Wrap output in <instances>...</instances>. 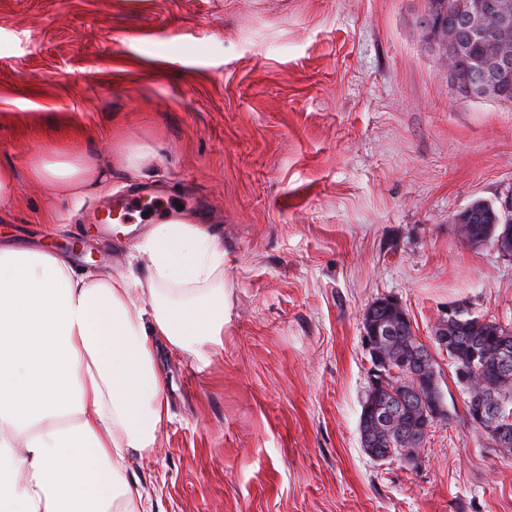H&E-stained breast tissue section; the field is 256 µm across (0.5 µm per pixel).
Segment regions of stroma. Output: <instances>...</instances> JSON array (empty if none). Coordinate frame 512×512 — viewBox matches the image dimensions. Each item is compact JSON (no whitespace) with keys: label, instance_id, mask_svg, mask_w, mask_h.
Returning <instances> with one entry per match:
<instances>
[{"label":"stroma","instance_id":"obj_1","mask_svg":"<svg viewBox=\"0 0 512 512\" xmlns=\"http://www.w3.org/2000/svg\"><path fill=\"white\" fill-rule=\"evenodd\" d=\"M426 0H0V239L127 273L151 225L96 217L166 186L224 241L231 322L207 367L162 349L170 418L126 477L146 512H512L435 331L452 305L512 330V255L459 211L512 215V103L460 96ZM149 146L82 204L27 171L49 145ZM60 226L47 228L49 215ZM397 299L447 411L415 463L361 446L364 310ZM155 154L145 146H135L121 155L120 164L130 174H136L145 163L154 160Z\"/></svg>","mask_w":512,"mask_h":512}]
</instances>
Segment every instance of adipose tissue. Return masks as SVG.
<instances>
[{"instance_id": "ef3b65f1", "label": "adipose tissue", "mask_w": 512, "mask_h": 512, "mask_svg": "<svg viewBox=\"0 0 512 512\" xmlns=\"http://www.w3.org/2000/svg\"><path fill=\"white\" fill-rule=\"evenodd\" d=\"M32 180L81 202L93 155L38 158ZM119 277L0 241V512H142L128 458L169 419L161 347L201 365L224 345V242L199 224H155Z\"/></svg>"}]
</instances>
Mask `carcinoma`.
<instances>
[{
  "label": "carcinoma",
  "mask_w": 512,
  "mask_h": 512,
  "mask_svg": "<svg viewBox=\"0 0 512 512\" xmlns=\"http://www.w3.org/2000/svg\"><path fill=\"white\" fill-rule=\"evenodd\" d=\"M468 0H427L421 24L425 31H436L437 24L451 23L456 26L459 37L469 45V51L457 59L463 69L476 66V60L484 55L487 40L471 36L464 20ZM512 236V224L502 218L496 208L482 202H473L471 223L467 227V239L472 245L495 244L501 238ZM390 317L384 299L373 302L363 314V328L375 325ZM396 335L389 337L390 367L397 373L387 372V381L377 388H369L363 406L381 404L391 410L394 426L378 431L373 428L372 417L360 414L359 431L366 453L378 459L394 460L404 456L405 449L424 447L426 438L416 430L423 411L430 406L431 394L426 390H415L416 374L423 383L436 375L435 360L421 353L423 344L416 343L410 324L396 323ZM445 350L457 368L468 372V383L462 388L468 395L466 410L470 420H475L485 395L493 394L509 400L512 407V364L503 366L499 354L502 348L512 350V331L492 321L480 320L467 313L460 321L447 327Z\"/></svg>",
  "instance_id": "cac0c4a2"
}]
</instances>
